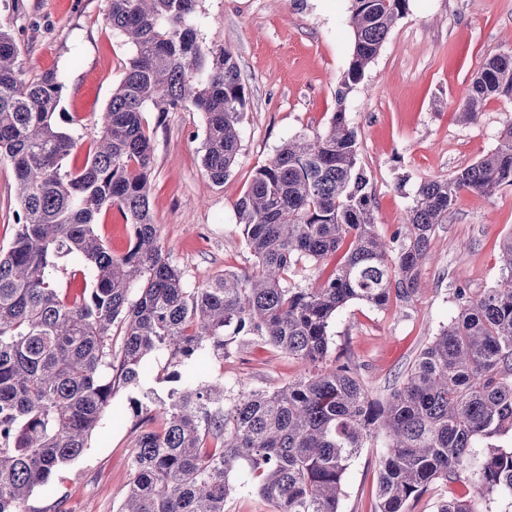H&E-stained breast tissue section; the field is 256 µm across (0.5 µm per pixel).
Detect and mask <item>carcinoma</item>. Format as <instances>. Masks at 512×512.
I'll use <instances>...</instances> for the list:
<instances>
[{
  "instance_id": "1",
  "label": "carcinoma",
  "mask_w": 512,
  "mask_h": 512,
  "mask_svg": "<svg viewBox=\"0 0 512 512\" xmlns=\"http://www.w3.org/2000/svg\"><path fill=\"white\" fill-rule=\"evenodd\" d=\"M198 2L107 0L106 23L132 53L76 171L64 164L76 139L56 120L61 76L25 78L16 38L0 25V157L20 204L0 253V512H31L36 490L51 494L52 475L84 453L118 390L143 386L155 353L168 355L165 379L177 386L154 409L131 399L133 477L116 512H224L240 469L274 512H338L349 464L376 434L385 440L378 512H407L433 484L464 474L472 496L437 512H482L493 494L512 498V448L497 444L512 437V234L500 244L496 286L477 298L457 289V315L387 397L369 396L352 362L331 356L328 336L349 303L413 301L431 238L459 195L512 185V124L491 153L421 183L406 223L382 237L343 104L409 0H350L354 45L328 129L284 142L235 203L253 270L189 288L153 224L143 112L203 113L202 165L220 184L236 164L247 106L234 56L198 38ZM499 97L512 98L511 50L485 61L461 120L476 122ZM112 206L133 229L122 256L95 231ZM340 250L327 279L291 282L299 265ZM65 260L91 276L79 296L49 274ZM235 341L270 344L305 372L273 392L243 388L226 405L223 381H194V359L206 349L222 357Z\"/></svg>"
}]
</instances>
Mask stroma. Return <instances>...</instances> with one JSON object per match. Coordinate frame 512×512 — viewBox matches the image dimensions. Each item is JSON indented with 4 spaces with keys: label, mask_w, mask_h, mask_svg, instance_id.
<instances>
[{
    "label": "stroma",
    "mask_w": 512,
    "mask_h": 512,
    "mask_svg": "<svg viewBox=\"0 0 512 512\" xmlns=\"http://www.w3.org/2000/svg\"><path fill=\"white\" fill-rule=\"evenodd\" d=\"M350 0H199L195 24L204 45L231 51L247 107L241 150L224 183L205 172L202 113L187 109L144 121L153 145L150 212L163 254L188 287L217 274L250 270L234 205L255 171L288 139L327 129L336 88L353 46ZM106 0H0V25L20 46L27 79L55 70L65 88L59 106L77 140L66 160L75 170L100 132L97 119L121 81L129 45L105 22ZM512 48V0H409L364 79L342 107L358 132L359 162L376 201L378 230L405 223L419 185L445 179L496 149L512 123V100H490L479 120L456 111L486 58ZM13 169L0 159V250L16 231ZM512 234V186L493 196L462 193L439 225L411 305L377 309L353 302L329 335L332 355L351 360L372 397L399 385L420 351L456 315L455 291L476 296L502 271L499 242ZM304 371L301 362L261 343L229 356L200 355L194 379L224 382V398L243 387L272 391ZM127 390L117 391L89 446L52 478L54 499L34 493L32 512H115L130 482L135 417ZM384 441H367L343 480L338 512H377L375 494Z\"/></svg>",
    "instance_id": "1"
}]
</instances>
